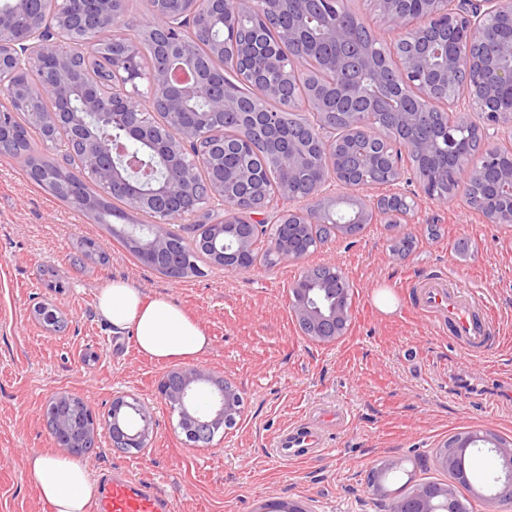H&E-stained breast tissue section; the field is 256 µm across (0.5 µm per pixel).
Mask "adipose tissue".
Returning <instances> with one entry per match:
<instances>
[{"mask_svg": "<svg viewBox=\"0 0 512 512\" xmlns=\"http://www.w3.org/2000/svg\"><path fill=\"white\" fill-rule=\"evenodd\" d=\"M97 310L113 332L131 333L138 350L158 361H193L210 347L199 323L172 302L145 298L124 281L110 282L100 290ZM24 463L51 512H87L96 483L86 463L38 451L29 452Z\"/></svg>", "mask_w": 512, "mask_h": 512, "instance_id": "1", "label": "adipose tissue"}]
</instances>
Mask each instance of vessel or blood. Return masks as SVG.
I'll return each mask as SVG.
<instances>
[{
	"label": "vessel or blood",
	"instance_id": "b4317fda",
	"mask_svg": "<svg viewBox=\"0 0 512 512\" xmlns=\"http://www.w3.org/2000/svg\"><path fill=\"white\" fill-rule=\"evenodd\" d=\"M419 295L425 311L447 319L449 334L464 350L486 348L492 321L481 297L441 277L421 282ZM274 447L279 458L289 462L319 453L324 441L319 428L301 424L278 435ZM97 480L99 492L92 512H173L171 499L148 481L109 469L99 472Z\"/></svg>",
	"mask_w": 512,
	"mask_h": 512
}]
</instances>
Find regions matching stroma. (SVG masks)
Masks as SVG:
<instances>
[{"label":"stroma","instance_id":"35a3bbf8","mask_svg":"<svg viewBox=\"0 0 512 512\" xmlns=\"http://www.w3.org/2000/svg\"><path fill=\"white\" fill-rule=\"evenodd\" d=\"M413 223L392 230L370 224L335 237L294 264L257 263L237 273L168 278L133 257L110 233L43 190L14 159L0 156V512H50L24 467L33 450L56 454L43 411L57 392L84 397L107 420L112 397L153 410V444L145 453L114 450L101 434L85 460L151 481L174 512H260L299 502L310 512H385L367 485L370 468L403 465L389 484L403 496L418 484L450 483L433 454L460 432L489 431L512 442V227L489 224L462 197L418 196ZM413 241L394 254L396 235ZM97 252L86 256L87 242ZM332 264L351 288L347 335L316 343L294 320L289 288L306 268ZM432 275L462 281L488 302L495 331L486 351L466 356L432 314L417 309L416 281ZM115 279L147 297L168 298L208 333L197 360L243 392L242 420L209 445H188L157 385L170 366L140 353L96 311ZM395 301L377 305V291ZM54 305L63 326L46 329L36 304ZM342 410L329 424L325 450L282 462L274 438L289 426ZM471 503L487 512L498 472L487 448L468 451Z\"/></svg>","mask_w":512,"mask_h":512}]
</instances>
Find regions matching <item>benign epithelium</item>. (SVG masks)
<instances>
[{
    "instance_id": "1",
    "label": "benign epithelium",
    "mask_w": 512,
    "mask_h": 512,
    "mask_svg": "<svg viewBox=\"0 0 512 512\" xmlns=\"http://www.w3.org/2000/svg\"><path fill=\"white\" fill-rule=\"evenodd\" d=\"M292 1L299 5L302 17L311 12L325 15L328 21L321 30L322 38L337 45L347 41L351 28L343 12L331 10L332 0H257L253 7L262 10L264 21L273 19L274 3ZM37 0H8L0 7V153L3 147L19 139L7 115L13 106L22 104L45 134L53 139L63 137L68 147L79 144L86 164L104 189L116 186L127 196L128 208L160 216L153 224H127L125 230L145 257L152 261L166 253L167 262L178 264L182 256L169 250L174 224L199 213L201 194L193 169L198 161L212 171L207 195L224 202V223L216 226L207 241L213 257L228 272L245 271L254 266L255 239L260 219L273 217L275 224H288L293 234L276 237L271 245L276 262L297 263L304 258L298 238L304 229L328 223L329 209L338 199L325 189L336 183L349 189L364 186L359 170L361 158L355 144L366 142L372 152L367 161L383 170L382 184L396 185L405 178L403 159L426 160L445 157L448 165L425 171L426 180L417 181L419 191L395 192L379 196L373 204L354 199L352 220L341 225L336 235L354 236L353 229L364 224L410 223L415 198L423 193L431 199H444L438 186L455 188L469 185L486 173L493 198L476 201L465 195L467 206L480 213L489 224L512 223V169L497 165L502 149L512 151V105L500 100L504 87L512 89V39L495 40L491 56L473 52V46L484 44L491 30L505 17H512V0H373L386 31L394 41L414 46L413 52L396 61L399 92L387 83L385 67L366 55L362 70L369 83L351 82L345 78L347 61L336 56L328 60V70L336 73L335 97L328 102L320 90L289 102L291 112H313L320 118L340 117L348 126L350 138L326 139L311 127L299 124L285 133L281 112H271L260 105L250 106L224 91L218 84L205 94V116L231 114L239 122L240 132L233 138L216 140L204 116H194L187 104L202 95L203 74L195 54L196 38L186 34L181 15L162 9L152 11L150 24L162 31L166 68L144 70L137 56L136 40L123 36L112 38V6L116 0H61L60 14L74 31L75 37L64 46L49 30L20 17ZM186 13L196 19L197 27L224 20L229 0H179ZM216 50L233 48V61H243L242 77L262 87L269 98L281 96L298 80L300 72L275 52L261 48V41L237 42L236 32L227 30L224 39L213 42ZM107 50L112 57V76L96 83L84 80L73 69L77 56L88 57ZM37 69L40 80L28 90L17 79L22 65ZM147 79L154 90L168 93V122L152 125L144 113L153 111V97L138 90V82ZM50 96L56 106L45 109L42 100ZM444 104L448 135L445 142L421 136L430 121L436 99ZM379 114L399 131L396 139L385 137L374 125L373 114ZM95 117L118 127L120 140L98 136L88 121ZM470 130L482 140V149L471 154L467 146L453 136L457 129ZM129 143L144 145L158 166L160 177L149 186L138 176V168L123 160ZM264 151L273 165L288 174L308 171L314 177V193L305 198L291 195V180H285L265 205L255 203L264 192L261 166L227 167L224 159L232 154ZM309 288L290 289L292 315L302 332L318 343H335L343 338L351 322V304L344 298L348 289L343 283L331 282L326 292L333 299L328 312L310 300ZM160 398L168 405L176 404L185 420L186 441L192 446L211 437L221 428L228 432L237 427L243 413V392L233 382L217 377L208 369L182 366L169 370L158 385ZM78 398L71 394L52 396L47 410L55 413V442L61 450L72 454L98 435V424L92 411L86 412L82 427L58 414L71 407ZM112 447L128 451L149 446L153 415L146 404L130 402L124 395L112 399ZM480 442L495 449L500 461L502 480L512 485V445L487 434L470 432L458 442L444 443L435 449L433 462L445 471L468 480L466 470L457 464L459 455ZM390 512H458L452 486L422 483L407 496L390 503Z\"/></svg>"
}]
</instances>
